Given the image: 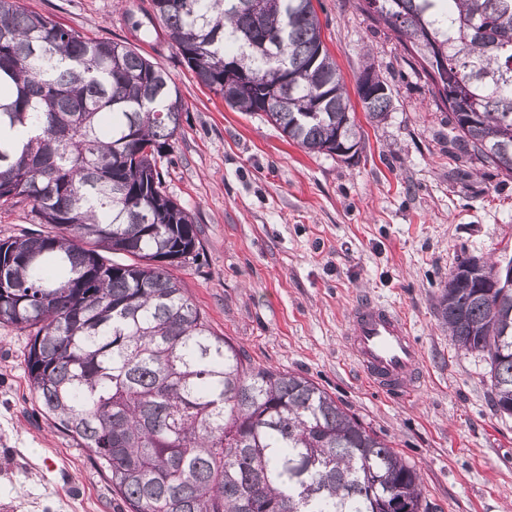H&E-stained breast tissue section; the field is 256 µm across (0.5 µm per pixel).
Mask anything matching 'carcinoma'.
<instances>
[{
	"mask_svg": "<svg viewBox=\"0 0 512 512\" xmlns=\"http://www.w3.org/2000/svg\"><path fill=\"white\" fill-rule=\"evenodd\" d=\"M373 11L448 111L456 158L512 178V0H382ZM149 23L199 84L309 153L351 158L362 130L313 0H151ZM369 118L393 92L375 64ZM186 104L127 42L0 0V210L47 232L0 239V324L28 333L31 392L129 512H435L415 466L313 381L255 365L168 268L196 260L163 159ZM435 313L489 365L512 414V281L459 280Z\"/></svg>",
	"mask_w": 512,
	"mask_h": 512,
	"instance_id": "obj_1",
	"label": "carcinoma"
}]
</instances>
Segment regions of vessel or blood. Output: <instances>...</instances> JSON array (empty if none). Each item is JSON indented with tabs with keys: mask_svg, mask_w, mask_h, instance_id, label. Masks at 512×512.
Returning <instances> with one entry per match:
<instances>
[{
	"mask_svg": "<svg viewBox=\"0 0 512 512\" xmlns=\"http://www.w3.org/2000/svg\"><path fill=\"white\" fill-rule=\"evenodd\" d=\"M346 339L357 367L379 390L417 395L424 384L423 354L406 320L381 304H361L351 314Z\"/></svg>",
	"mask_w": 512,
	"mask_h": 512,
	"instance_id": "b4317fda",
	"label": "vessel or blood"
}]
</instances>
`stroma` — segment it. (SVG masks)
Listing matches in <instances>:
<instances>
[{
	"label": "stroma",
	"mask_w": 512,
	"mask_h": 512,
	"mask_svg": "<svg viewBox=\"0 0 512 512\" xmlns=\"http://www.w3.org/2000/svg\"><path fill=\"white\" fill-rule=\"evenodd\" d=\"M355 0H317L347 84L365 63L393 89L384 120L352 99L364 137L344 160L288 142L260 114L198 83L165 38L143 37L148 0H23L96 40L127 41L167 71L189 110L163 165L202 250L172 268L213 330L251 360L312 380L420 474L438 512H512V415L491 402L482 356L457 350L434 302L466 256L512 259V179L448 151L446 114L384 26ZM409 323L427 379L408 399L376 390L343 343L353 308ZM28 336L0 325V512H127L85 449L56 430L24 373Z\"/></svg>",
	"instance_id": "stroma-1"
}]
</instances>
